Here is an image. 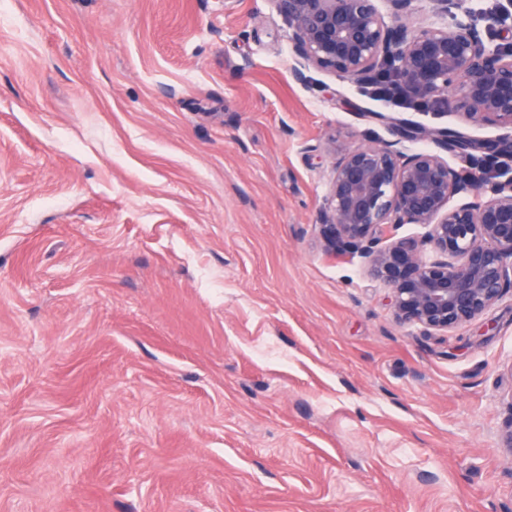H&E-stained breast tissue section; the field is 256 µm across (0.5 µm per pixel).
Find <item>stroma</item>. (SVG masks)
Returning <instances> with one entry per match:
<instances>
[{
  "label": "stroma",
  "instance_id": "1",
  "mask_svg": "<svg viewBox=\"0 0 512 512\" xmlns=\"http://www.w3.org/2000/svg\"><path fill=\"white\" fill-rule=\"evenodd\" d=\"M274 0H0V512H512V297L397 324L318 242L329 143Z\"/></svg>",
  "mask_w": 512,
  "mask_h": 512
}]
</instances>
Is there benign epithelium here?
<instances>
[{
	"label": "benign epithelium",
	"instance_id": "obj_1",
	"mask_svg": "<svg viewBox=\"0 0 512 512\" xmlns=\"http://www.w3.org/2000/svg\"><path fill=\"white\" fill-rule=\"evenodd\" d=\"M274 2L293 30L298 77L310 66L359 85L388 76L422 106L446 102L466 123L501 130L479 139L373 113L395 140L330 147L319 225L326 251L367 260L396 322L430 333L479 317L512 291V0H429L434 21L418 26V0ZM419 141L460 165L404 148ZM401 224L424 232L398 237Z\"/></svg>",
	"mask_w": 512,
	"mask_h": 512
}]
</instances>
